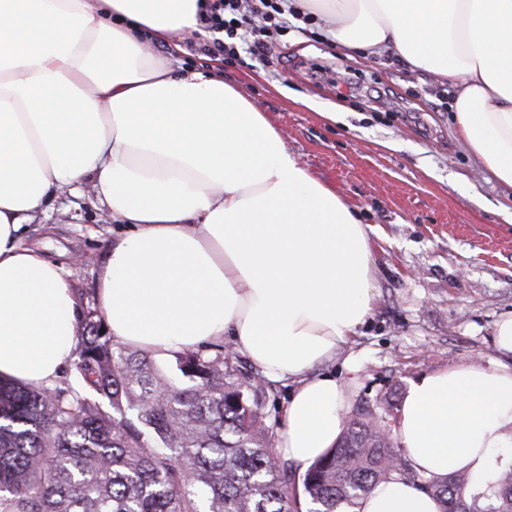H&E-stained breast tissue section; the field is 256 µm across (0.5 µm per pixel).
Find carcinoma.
Masks as SVG:
<instances>
[{
    "label": "carcinoma",
    "mask_w": 512,
    "mask_h": 512,
    "mask_svg": "<svg viewBox=\"0 0 512 512\" xmlns=\"http://www.w3.org/2000/svg\"><path fill=\"white\" fill-rule=\"evenodd\" d=\"M104 327L97 308L77 325L80 386L0 381V512H356L395 478L443 512H512V448L478 484L466 471L426 479L386 398L356 407L298 489L261 412L267 385L233 349L177 352L171 373Z\"/></svg>",
    "instance_id": "obj_1"
}]
</instances>
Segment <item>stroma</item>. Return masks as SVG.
I'll use <instances>...</instances> for the list:
<instances>
[{
  "instance_id": "35a3bbf8",
  "label": "stroma",
  "mask_w": 512,
  "mask_h": 512,
  "mask_svg": "<svg viewBox=\"0 0 512 512\" xmlns=\"http://www.w3.org/2000/svg\"><path fill=\"white\" fill-rule=\"evenodd\" d=\"M175 71L239 87L280 128L289 150L372 225L376 301L354 337L319 373L343 382L348 408L403 401L412 380L500 357L494 324L512 311V189L457 141L442 86L383 54L348 53L289 31L271 63H228L199 50L153 49ZM338 112L337 120L325 111ZM118 226L86 195L65 191L24 235L69 269L83 306L96 307L99 263Z\"/></svg>"
}]
</instances>
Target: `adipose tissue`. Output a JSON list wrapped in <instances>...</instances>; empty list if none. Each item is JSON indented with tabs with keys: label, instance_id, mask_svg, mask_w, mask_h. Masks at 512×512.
I'll return each mask as SVG.
<instances>
[{
	"label": "adipose tissue",
	"instance_id": "1",
	"mask_svg": "<svg viewBox=\"0 0 512 512\" xmlns=\"http://www.w3.org/2000/svg\"><path fill=\"white\" fill-rule=\"evenodd\" d=\"M308 2L336 45L448 84L456 136L512 189V0ZM198 3L0 0V378L50 387L76 356L68 272L22 236L83 190L125 226L96 281L112 338L157 356L231 338L293 382L277 448L306 468L344 427V385L316 368L372 312L373 228L239 89L154 57L198 30ZM395 434L424 476H481L512 448V367L412 381ZM360 512L442 507L396 479Z\"/></svg>",
	"mask_w": 512,
	"mask_h": 512
}]
</instances>
